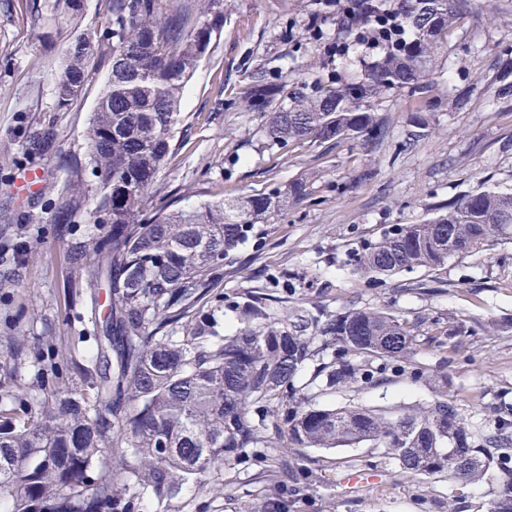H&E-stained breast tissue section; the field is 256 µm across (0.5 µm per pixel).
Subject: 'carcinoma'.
Wrapping results in <instances>:
<instances>
[{
    "instance_id": "cac0c4a2",
    "label": "carcinoma",
    "mask_w": 512,
    "mask_h": 512,
    "mask_svg": "<svg viewBox=\"0 0 512 512\" xmlns=\"http://www.w3.org/2000/svg\"><path fill=\"white\" fill-rule=\"evenodd\" d=\"M415 44L392 52L360 75L316 98L296 97L270 113L274 142L358 139L368 148L385 125L357 103L391 87L420 88L450 28L471 0H404ZM109 74L87 132L91 186L69 182L53 224L67 242L72 269L88 287L106 279L107 317L91 315L95 348H64L45 336L7 337L0 372L25 367L30 387L0 385V500L7 512H141L146 501L169 504L184 488L207 486L216 470L260 467L271 488L250 512H276L280 478L301 494L313 470L273 448H338L369 441L403 472L446 475L461 484L493 468L500 489L492 512H512V419L473 430L448 403L447 379L428 406L395 416L362 406L319 408L318 394L358 382L382 383L413 366L417 334L383 307L288 308L275 318L263 298L224 297V259L288 203L307 196L309 178L286 190L226 198L200 210L146 209L181 122L180 94L224 28L223 0H110ZM88 38L71 43L55 83L57 107L83 93L93 69ZM276 90L257 82L253 107L265 109ZM91 194L98 228L73 233L74 206ZM494 240H512V191L479 188L419 224H394L354 258L371 278L441 271ZM247 325L222 335L224 309ZM461 329L426 337L455 344ZM314 365L302 383L299 374ZM113 470L98 468L109 453Z\"/></svg>"
}]
</instances>
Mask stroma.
Here are the masks:
<instances>
[{"instance_id": "stroma-1", "label": "stroma", "mask_w": 512, "mask_h": 512, "mask_svg": "<svg viewBox=\"0 0 512 512\" xmlns=\"http://www.w3.org/2000/svg\"><path fill=\"white\" fill-rule=\"evenodd\" d=\"M108 0H80L72 17L65 0H0V354L16 332L71 343L68 317L107 305L108 289L86 287L67 260L51 219L74 162L87 157L91 112L108 66ZM99 62L84 96L58 110L55 78L77 34ZM354 32L316 0H224V30L209 59L187 82L181 129L174 138L156 198L191 210L236 195L287 188L313 174L307 196L289 205L262 235L249 238L224 262V295H271V310L320 304L390 308L417 327L461 323L460 348L421 344L416 369L390 373L380 385L356 384L315 400L320 407L359 405L402 414L427 406L436 392L428 378H448V397L470 423L493 425L499 401L512 404V241L448 261L431 281L424 271L385 281L353 273L349 259L395 224H418L438 206L480 186L512 190V93L500 73L512 68V0H475L449 30L422 90L391 88L360 108L387 121L376 149L347 139L335 145L267 139L270 111L293 98H315L374 55L354 50ZM275 85L267 111L249 107L256 80ZM54 126L52 152L33 142ZM427 134L417 137L418 127ZM41 246L18 268L22 249ZM296 279V295L282 291ZM424 378H417L416 370ZM289 459L313 469L304 495H284L282 512H490L498 477L474 485L444 476L412 477L369 442L339 448H292ZM361 474L363 483L342 478ZM257 467L214 473L208 488H186L168 512H245L262 502Z\"/></svg>"}]
</instances>
